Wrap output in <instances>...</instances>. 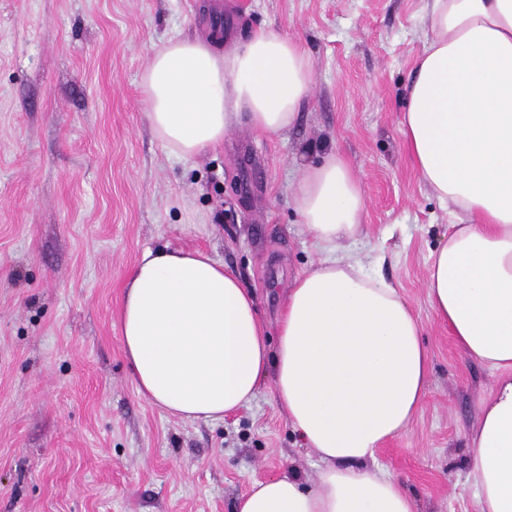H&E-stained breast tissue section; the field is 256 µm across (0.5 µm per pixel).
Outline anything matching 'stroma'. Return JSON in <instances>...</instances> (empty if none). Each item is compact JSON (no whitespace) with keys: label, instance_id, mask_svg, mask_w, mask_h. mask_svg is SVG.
<instances>
[{"label":"stroma","instance_id":"35a3bbf8","mask_svg":"<svg viewBox=\"0 0 512 512\" xmlns=\"http://www.w3.org/2000/svg\"><path fill=\"white\" fill-rule=\"evenodd\" d=\"M258 30L301 43L314 91L284 133L240 123L193 158L167 154L141 75L167 41ZM423 0H0V512H234L251 482L313 483L321 463L273 404V379L224 420L189 423L140 395L116 329L145 249L209 252L275 320L324 259L293 207L333 149L366 200L340 256L398 283L431 373L409 429L366 461L417 512H478L468 435L497 375L468 360L428 304L429 253L454 218L400 132L423 48Z\"/></svg>","mask_w":512,"mask_h":512}]
</instances>
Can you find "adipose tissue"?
<instances>
[{
    "label": "adipose tissue",
    "mask_w": 512,
    "mask_h": 512,
    "mask_svg": "<svg viewBox=\"0 0 512 512\" xmlns=\"http://www.w3.org/2000/svg\"><path fill=\"white\" fill-rule=\"evenodd\" d=\"M429 31L405 89L415 168L456 217L429 256L426 293L471 360L498 372L468 436L479 512H512V0H426ZM172 39L140 87L161 146L194 157L247 120L277 135L313 89L295 40L255 32ZM293 205L328 259L294 276L276 339L239 273L202 251L146 249L124 286L118 332L137 391L183 421L215 422L265 376L301 447L322 463L255 481L234 512H416L393 478L359 469L407 431L431 361L400 288L337 250L363 233V189L336 152L305 166Z\"/></svg>",
    "instance_id": "1"
}]
</instances>
